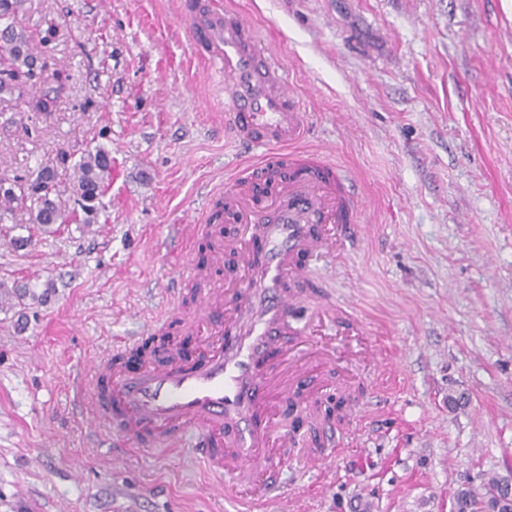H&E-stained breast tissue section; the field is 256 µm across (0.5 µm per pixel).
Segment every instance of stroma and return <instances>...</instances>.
<instances>
[{"mask_svg": "<svg viewBox=\"0 0 512 512\" xmlns=\"http://www.w3.org/2000/svg\"><path fill=\"white\" fill-rule=\"evenodd\" d=\"M182 0H26L56 25L70 76L55 112L14 102L0 178L103 146L95 224L0 237V512H235L187 448L123 449L88 427L77 370L160 335L197 292L175 257L211 264L210 194L244 152L222 77L194 56ZM283 68L304 150L331 152L364 201L355 244L310 262L319 305L350 309L386 362L305 368L359 410L322 468L284 463L271 512H450L457 489L512 475V0H221ZM197 225L186 241L184 225Z\"/></svg>", "mask_w": 512, "mask_h": 512, "instance_id": "stroma-1", "label": "stroma"}]
</instances>
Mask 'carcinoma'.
<instances>
[{"instance_id":"1","label":"carcinoma","mask_w":512,"mask_h":512,"mask_svg":"<svg viewBox=\"0 0 512 512\" xmlns=\"http://www.w3.org/2000/svg\"><path fill=\"white\" fill-rule=\"evenodd\" d=\"M26 0H0V102L24 100L34 112H48L65 93L66 77L49 70L39 47L49 44L54 30L38 36L20 22ZM60 163L70 169V189L83 213L81 224L97 223L100 198L112 180V154L104 147L81 153L79 160L66 151ZM59 189L55 170L43 168L27 179L9 183L0 179V223L34 224L46 232L57 225L70 223L56 201ZM497 481L488 483L485 492L462 490L463 507L471 512H495L497 502L493 489Z\"/></svg>"}]
</instances>
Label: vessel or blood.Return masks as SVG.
<instances>
[{"label":"vessel or blood","instance_id":"obj_1","mask_svg":"<svg viewBox=\"0 0 512 512\" xmlns=\"http://www.w3.org/2000/svg\"><path fill=\"white\" fill-rule=\"evenodd\" d=\"M184 18L196 56L224 75V121L233 144L257 153L218 192L239 220L226 246L245 253L244 274L232 288L207 289L188 316L220 323L222 340L206 361L184 362L173 350L163 363L127 371L103 360L74 391L91 426L143 448L157 441L191 449L217 485L254 483L238 512H265L280 491L290 446L288 438H276L267 406L274 393L290 390L291 380L308 382L299 356L267 362L284 336L310 333L295 324L302 298L288 285L307 277L306 260L336 256L355 238L362 201L330 155L300 149V102L241 20L214 0H187ZM279 168L288 176L270 193L278 220L267 224L249 188Z\"/></svg>","mask_w":512,"mask_h":512}]
</instances>
